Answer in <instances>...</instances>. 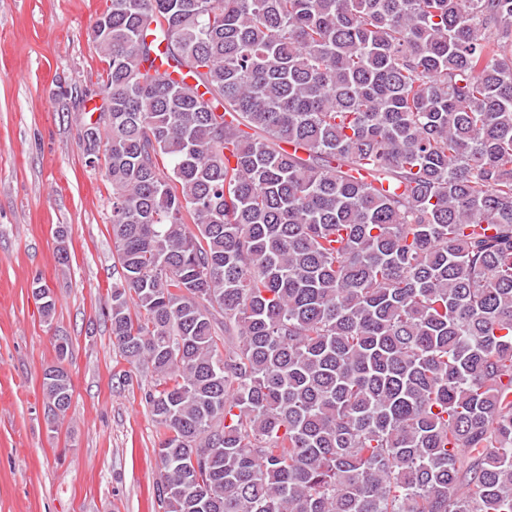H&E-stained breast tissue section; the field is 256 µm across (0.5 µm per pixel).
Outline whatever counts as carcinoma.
<instances>
[{"instance_id":"obj_1","label":"carcinoma","mask_w":512,"mask_h":512,"mask_svg":"<svg viewBox=\"0 0 512 512\" xmlns=\"http://www.w3.org/2000/svg\"><path fill=\"white\" fill-rule=\"evenodd\" d=\"M105 23L84 152L160 512H512V0H110ZM42 388L65 416L68 372Z\"/></svg>"}]
</instances>
